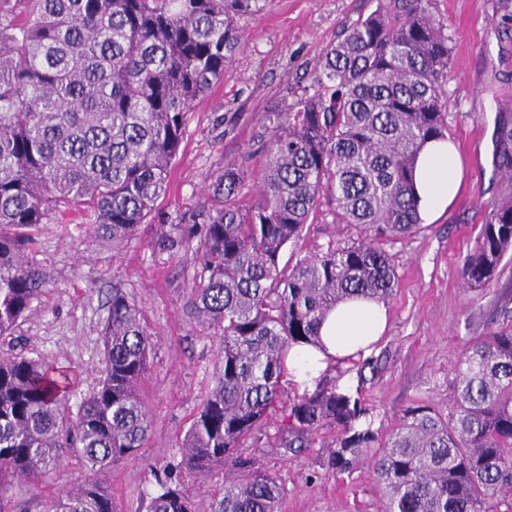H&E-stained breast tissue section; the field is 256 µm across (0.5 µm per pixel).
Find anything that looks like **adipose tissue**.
I'll list each match as a JSON object with an SVG mask.
<instances>
[{"mask_svg": "<svg viewBox=\"0 0 512 512\" xmlns=\"http://www.w3.org/2000/svg\"><path fill=\"white\" fill-rule=\"evenodd\" d=\"M463 162L458 147L449 141H432L421 151L415 169L418 211L425 223L437 220L458 195ZM387 310L370 299L340 302L320 328L321 347L296 346L288 353L286 367L304 386L314 381L332 363L368 353L383 337Z\"/></svg>", "mask_w": 512, "mask_h": 512, "instance_id": "1", "label": "adipose tissue"}]
</instances>
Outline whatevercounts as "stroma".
<instances>
[{
	"mask_svg": "<svg viewBox=\"0 0 512 512\" xmlns=\"http://www.w3.org/2000/svg\"><path fill=\"white\" fill-rule=\"evenodd\" d=\"M378 0H254L238 18L245 38L208 95L187 116L186 135L158 209L139 235L112 249L73 218L50 225L35 258L51 288L18 327V347L68 371L76 397L96 385L101 368L100 330L113 288L134 298L152 336V366L143 395L152 415L148 440L136 456L107 476L117 512H146L166 462L180 452L204 394L216 348L185 309L194 252L171 256L154 250L156 236L184 212L209 201L208 186L226 161L258 169V141L269 117L291 102L290 86L308 76L342 28L369 15ZM434 13L451 40L448 136L464 162L463 187L448 210L417 234L389 245L398 284L387 309L386 336L367 359L333 364L328 379L360 390L376 424L390 432L403 409L416 402L446 405L452 370L474 337L512 326V258L494 282L464 287L460 269L476 247L488 206L512 192L497 170V136L512 122V0H435ZM319 445L287 455L264 454L284 488L283 512H379L380 492L369 467L354 481L318 476ZM87 471L75 459L9 489L29 512H47Z\"/></svg>",
	"mask_w": 512,
	"mask_h": 512,
	"instance_id": "stroma-1",
	"label": "stroma"
}]
</instances>
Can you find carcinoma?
Listing matches in <instances>:
<instances>
[{"mask_svg":"<svg viewBox=\"0 0 512 512\" xmlns=\"http://www.w3.org/2000/svg\"><path fill=\"white\" fill-rule=\"evenodd\" d=\"M434 0H378L328 46L310 82L291 88L262 142L257 173L236 161L207 208L162 232L161 253L198 259L186 312L220 348L211 384L165 466L147 512H282L284 489L252 452L283 454L327 433L325 475L368 464L382 512H512V327L474 338L454 367L448 407L412 404L388 434L357 390L319 378L290 396L288 351L320 344L328 311L350 297L387 303L397 285L384 248L422 228L413 175L431 140L448 139L450 38ZM251 0H0V340L14 335L50 281L33 256L52 217L78 208L121 249L166 192L187 112L244 46L236 15ZM512 183V127L499 132ZM257 198L245 202L253 179ZM359 229L288 267L282 249L318 220ZM512 249V197L491 205L469 286L493 282ZM96 387L71 405L67 372L0 350V512L5 494L64 458L93 476L49 512H116L98 474L133 457L151 428L140 387L152 354L122 289L101 331ZM214 481L197 500L185 477Z\"/></svg>","mask_w":512,"mask_h":512,"instance_id":"carcinoma-1","label":"carcinoma"}]
</instances>
